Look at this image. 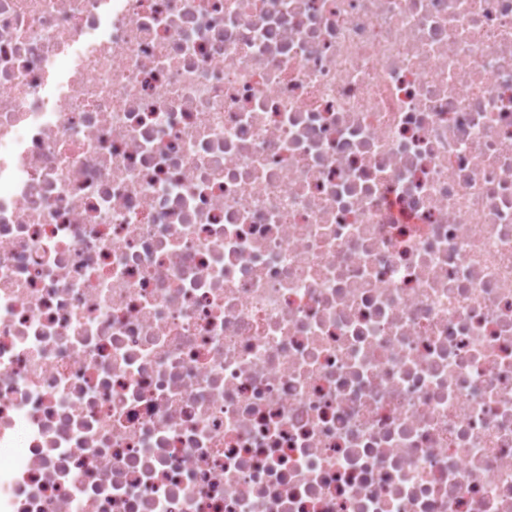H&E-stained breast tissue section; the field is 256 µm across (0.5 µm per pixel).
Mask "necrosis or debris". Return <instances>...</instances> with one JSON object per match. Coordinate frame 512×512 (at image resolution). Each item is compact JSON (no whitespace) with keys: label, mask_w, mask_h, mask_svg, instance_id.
<instances>
[{"label":"necrosis or debris","mask_w":512,"mask_h":512,"mask_svg":"<svg viewBox=\"0 0 512 512\" xmlns=\"http://www.w3.org/2000/svg\"><path fill=\"white\" fill-rule=\"evenodd\" d=\"M0 512H512V0H0Z\"/></svg>","instance_id":"4bbe7bcc"}]
</instances>
